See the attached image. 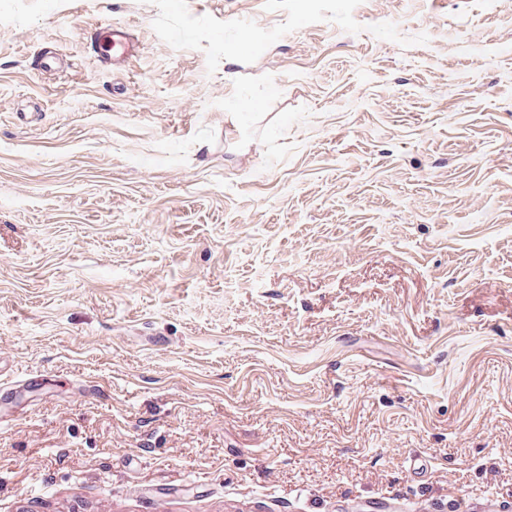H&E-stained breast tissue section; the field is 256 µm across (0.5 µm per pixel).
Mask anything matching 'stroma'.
<instances>
[{
	"label": "stroma",
	"mask_w": 512,
	"mask_h": 512,
	"mask_svg": "<svg viewBox=\"0 0 512 512\" xmlns=\"http://www.w3.org/2000/svg\"><path fill=\"white\" fill-rule=\"evenodd\" d=\"M0 512H512V0H0ZM94 46L99 61L116 65L139 51V40L131 27L107 24L95 30Z\"/></svg>",
	"instance_id": "1"
}]
</instances>
